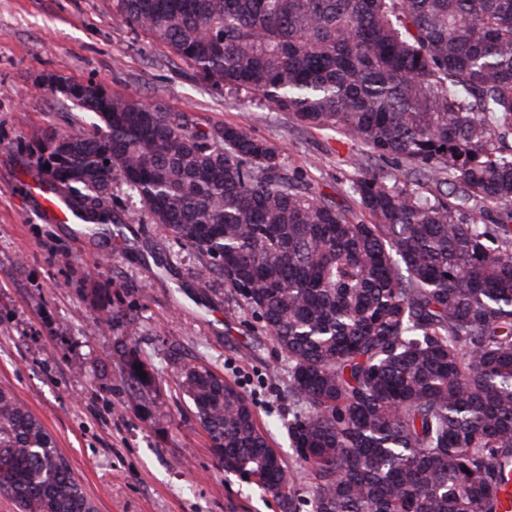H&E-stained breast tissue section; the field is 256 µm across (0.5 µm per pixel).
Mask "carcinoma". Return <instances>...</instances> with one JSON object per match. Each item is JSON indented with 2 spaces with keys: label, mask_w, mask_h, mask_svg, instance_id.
<instances>
[{
  "label": "carcinoma",
  "mask_w": 512,
  "mask_h": 512,
  "mask_svg": "<svg viewBox=\"0 0 512 512\" xmlns=\"http://www.w3.org/2000/svg\"><path fill=\"white\" fill-rule=\"evenodd\" d=\"M202 84L261 96L358 146L336 205L232 123L75 84L87 127L40 165L96 238L119 180L241 297L288 362V436L311 512H504L512 502V0H115ZM371 158L396 163L385 177ZM134 389L137 349H115ZM146 376H141V373ZM224 471L284 504L293 476L240 387L173 371ZM0 480L18 512H98L45 425L0 388Z\"/></svg>",
  "instance_id": "cac0c4a2"
}]
</instances>
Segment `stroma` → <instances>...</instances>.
Returning a JSON list of instances; mask_svg holds the SVG:
<instances>
[{"mask_svg": "<svg viewBox=\"0 0 512 512\" xmlns=\"http://www.w3.org/2000/svg\"><path fill=\"white\" fill-rule=\"evenodd\" d=\"M55 73L192 113L203 129L228 122L269 139L288 168L347 210L356 207L355 145L300 127L260 96L197 82L168 49L118 21L113 0H0V387L48 428L99 512H284L224 472L172 379L185 362L210 367L249 396L294 474L297 512H309V479L288 439L287 363L244 303L220 279L200 283L196 257L161 225L131 222L140 204L122 183L108 190L119 222L99 240L54 222L31 193L38 145L88 119L48 85ZM99 297L113 302L114 320L95 310ZM128 339L154 371L146 405L112 355Z\"/></svg>", "mask_w": 512, "mask_h": 512, "instance_id": "stroma-1", "label": "stroma"}]
</instances>
